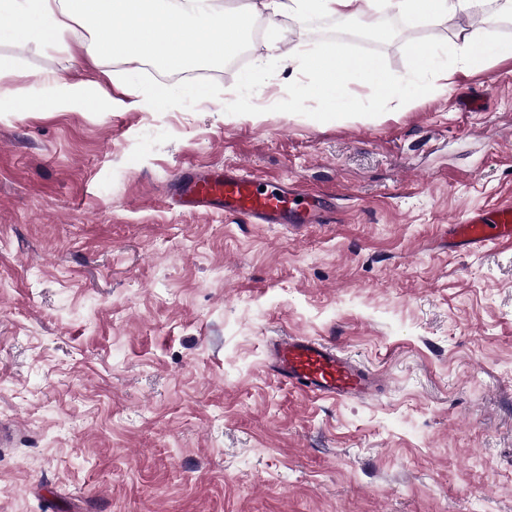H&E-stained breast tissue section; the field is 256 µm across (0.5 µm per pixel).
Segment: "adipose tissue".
<instances>
[{"label":"adipose tissue","instance_id":"adipose-tissue-1","mask_svg":"<svg viewBox=\"0 0 512 512\" xmlns=\"http://www.w3.org/2000/svg\"><path fill=\"white\" fill-rule=\"evenodd\" d=\"M486 0H264L276 15L322 14L369 23L393 10L412 20L439 19L481 9ZM88 36L82 50L93 61L115 56L164 70L209 66L231 56L250 27L249 13L226 11L220 0H0V43L24 46L64 40L72 24ZM464 62L478 67L512 58V42L483 30L463 31Z\"/></svg>","mask_w":512,"mask_h":512}]
</instances>
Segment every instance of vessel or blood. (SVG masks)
Returning a JSON list of instances; mask_svg holds the SVG:
<instances>
[{
	"label": "vessel or blood",
	"mask_w": 512,
	"mask_h": 512,
	"mask_svg": "<svg viewBox=\"0 0 512 512\" xmlns=\"http://www.w3.org/2000/svg\"><path fill=\"white\" fill-rule=\"evenodd\" d=\"M189 212L220 210L251 224H318L323 208L318 197L302 195L285 182L260 185L242 167L192 171L173 187ZM461 248L489 242H512V202L465 214L449 229ZM267 366L276 378L307 393L336 400L366 399L378 388L375 374L335 345L311 336H279L269 341Z\"/></svg>",
	"instance_id": "b4317fda"
}]
</instances>
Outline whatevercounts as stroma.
Returning a JSON list of instances; mask_svg holds the SVG:
<instances>
[{
  "label": "stroma",
  "mask_w": 512,
  "mask_h": 512,
  "mask_svg": "<svg viewBox=\"0 0 512 512\" xmlns=\"http://www.w3.org/2000/svg\"><path fill=\"white\" fill-rule=\"evenodd\" d=\"M500 2L424 26L281 16L280 49L337 39L402 76L412 39L512 41ZM79 40L0 44V512H512V244H449L465 211L512 200V59L321 123L273 111L286 70L254 93L264 114L225 113L266 37L199 74L94 64ZM48 73L88 102L34 108ZM164 83L209 95L141 106ZM232 164L319 196L331 223L169 198L181 172ZM272 336L334 343L382 386L304 395L268 372Z\"/></svg>",
  "instance_id": "obj_1"
}]
</instances>
